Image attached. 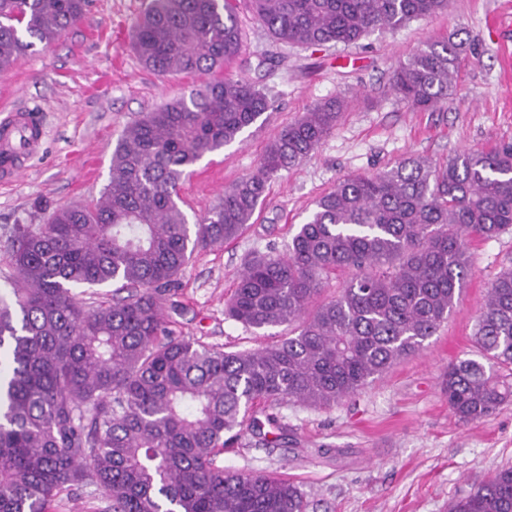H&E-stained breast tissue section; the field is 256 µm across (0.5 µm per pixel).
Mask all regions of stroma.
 Listing matches in <instances>:
<instances>
[{
  "label": "stroma",
  "mask_w": 512,
  "mask_h": 512,
  "mask_svg": "<svg viewBox=\"0 0 512 512\" xmlns=\"http://www.w3.org/2000/svg\"><path fill=\"white\" fill-rule=\"evenodd\" d=\"M150 0H92L82 21L52 45L36 44L0 73V107L36 106L46 120L44 149L13 183L0 184V285L11 276L15 225L44 224L56 207L95 202L107 184L112 151L142 113L200 86L201 77H160L139 61L132 30ZM512 16V0H450L446 11L350 46L302 48L273 40L239 0V54L225 74L264 86L271 108L240 142L203 157L180 189L182 208L206 214L235 182L254 173L281 129L336 96L347 108L299 165L269 186L251 226L237 241L195 253L180 276L175 335L224 351L256 349L265 331L224 316L244 256L284 252L315 202L352 174H371L421 156L436 163L464 150L512 145V29L488 23ZM463 46L456 92L448 104L420 111L388 90L399 61L425 44ZM471 278L446 323L425 348L394 365L336 407L274 408L277 447L244 434L218 463L232 470L278 471L306 493L309 512H448L460 491L512 466V403L477 422L448 408L442 376L470 356L487 286L512 266V234L473 242Z\"/></svg>",
  "instance_id": "obj_1"
}]
</instances>
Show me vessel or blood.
Segmentation results:
<instances>
[{"label":"vessel or blood","instance_id":"b4317fda","mask_svg":"<svg viewBox=\"0 0 512 512\" xmlns=\"http://www.w3.org/2000/svg\"><path fill=\"white\" fill-rule=\"evenodd\" d=\"M44 130L39 112L10 109L0 116V181L13 180L41 149Z\"/></svg>","mask_w":512,"mask_h":512}]
</instances>
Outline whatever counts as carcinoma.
<instances>
[{
  "label": "carcinoma",
  "instance_id": "1",
  "mask_svg": "<svg viewBox=\"0 0 512 512\" xmlns=\"http://www.w3.org/2000/svg\"><path fill=\"white\" fill-rule=\"evenodd\" d=\"M90 0H0V72L82 20ZM275 40L349 46L448 9V0H249ZM159 76L205 73L203 88L130 124L93 205L54 209L14 228L15 286L0 291V512H49L79 484L105 512H307L304 492L218 457L275 404L327 408L419 353L447 322L471 270L468 240L512 232V146L464 150L445 165L407 158L346 177L320 197L285 253L249 254L225 318L281 329L254 350L180 338L165 308L196 251L238 239L270 182L311 155L346 107L336 97L285 126L255 173L189 222L180 185L208 154L241 140L268 110L264 89L224 76L240 51L234 0H150L134 27ZM461 45L429 43L390 88L421 110L448 103ZM339 293L317 301L326 280ZM110 285L85 306L77 287ZM477 357L448 365L443 390L459 420L512 401V267L487 288ZM449 512H512V468L455 498Z\"/></svg>",
  "mask_w": 512,
  "mask_h": 512
}]
</instances>
